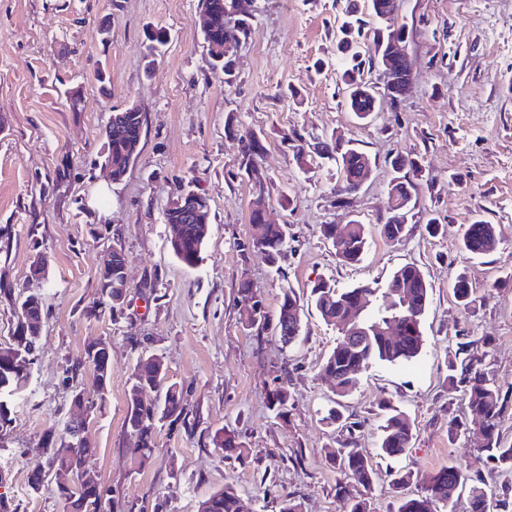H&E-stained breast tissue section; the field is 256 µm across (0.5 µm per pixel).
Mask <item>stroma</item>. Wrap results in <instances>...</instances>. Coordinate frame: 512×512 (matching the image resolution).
<instances>
[{
  "label": "stroma",
  "mask_w": 512,
  "mask_h": 512,
  "mask_svg": "<svg viewBox=\"0 0 512 512\" xmlns=\"http://www.w3.org/2000/svg\"><path fill=\"white\" fill-rule=\"evenodd\" d=\"M350 3L365 12V0H256L227 78L215 75L202 46L198 0H0V283L14 288L0 295V345L11 340L20 299L38 294L48 308L29 385L0 445V469L9 473L0 494L18 512H65L57 476L34 493L28 473L45 459L41 435L64 432L65 366L78 368L87 397L97 400L85 348L98 339L112 346V379L105 405L86 419V436L96 450L91 468L112 490L104 512H198L226 485L252 512H280L290 497L303 512H345L344 497L363 495L372 512H393V471L425 475L449 464L512 501V477L477 454L480 423L449 439V420H466L467 409L446 381L449 354L468 342L502 390L512 389V0H399L387 25L408 27L413 79L397 105L381 103L363 122L347 111L332 69ZM159 28L169 42L151 63L146 35ZM74 87L82 90L76 112L66 100ZM130 103L146 115L140 154L113 183L100 158L102 128L113 109ZM249 133L264 149L245 172L239 164ZM335 136L374 163L351 195H337L334 162L296 158L299 142ZM399 151L418 155L422 173L411 178L407 233L389 242L379 233L392 211L386 160ZM186 184L211 206L192 269L173 255L163 217L168 198ZM259 184L269 220L288 229L277 271L248 247ZM478 219L499 233L497 248L481 257L462 248L467 224ZM354 220L367 225L369 246L362 262L345 266L320 227ZM113 247L125 255L130 291L115 317L98 305V269ZM40 251L48 275L34 280L29 269ZM408 263L430 285L423 349L410 362L363 371L342 401L341 421L330 422L334 383L321 366L339 332L309 303L310 288L318 279L380 288ZM460 275L481 298L475 308L453 297ZM244 279L268 315L285 289L304 299L297 343L243 325L237 289ZM142 353L162 356L167 382L183 386L193 429L162 426L141 467L124 418ZM277 379L291 394L283 419L266 406ZM385 400L414 428L398 458L378 449ZM222 428L242 435L243 457L228 460L213 447ZM349 439L371 457V490L342 482L328 456Z\"/></svg>",
  "instance_id": "obj_1"
}]
</instances>
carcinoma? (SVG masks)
I'll return each instance as SVG.
<instances>
[{"mask_svg": "<svg viewBox=\"0 0 512 512\" xmlns=\"http://www.w3.org/2000/svg\"><path fill=\"white\" fill-rule=\"evenodd\" d=\"M227 0H199V9L210 16L211 26L202 31V39L214 43L220 31L224 30ZM147 55L153 57L168 41L167 33L158 30L147 37ZM377 38H372L368 56L352 54L350 63L341 71L342 82L350 87L346 99L348 111L357 118L363 119L374 106V94L370 84L362 78L364 69H373L377 65ZM208 55L213 61V68L224 73L230 69L232 54L219 48L218 51L208 49ZM118 122L107 124L102 130L103 162L112 167V173L122 175L128 169L131 160V146H139L145 125V113L140 107L127 106L113 111ZM246 144L240 162V168L250 167L253 158L262 149L260 141L252 134H246ZM336 168L338 179L347 181L359 174L369 157L362 151L348 144L336 143ZM388 164L397 176L389 184V194L392 207L400 208L411 199L410 182L401 176L402 171L417 172L420 169L416 159L396 153ZM165 223L180 226V231L170 238V245L177 260L188 268H194L200 261L205 245L209 225L194 224L182 212L165 211ZM249 221L251 235L248 248L260 256L268 264L274 266L283 255L286 247V233L281 228L259 221L257 211L250 210ZM368 243L367 225L357 223L352 225L349 237L343 247L336 251V256L343 264H357L365 254ZM499 243L497 229L494 225L482 220H475L465 230L462 238L463 249L480 257L493 252ZM125 257L122 250L112 249V277H99L104 305L114 314L121 311L117 303L119 293L125 289V283L117 272L123 266ZM392 278H400L409 288L411 295L408 305H403L402 298L392 293L390 288L353 287L338 288L335 284L319 280L310 289V297L315 308L320 313L323 322L334 326L344 319L349 308L355 303L367 306L366 319L361 323L360 335L351 340L341 336L336 347L328 354L322 363V371L335 379L334 395L343 398L352 393L359 382V375L373 363H390L409 361L417 357L424 345L421 330L422 317L429 301V288L420 269L415 265H404L398 268ZM239 292L243 300H255L259 312H249L244 315L247 326L265 324L268 317L263 301L255 299L256 289L243 281ZM453 296L463 307H473L477 296L472 283L465 276L457 277L453 285ZM15 333L6 346H0V434L7 431L12 423L11 410L14 401L26 389L31 377L34 361L35 346L39 340L42 323L48 310L39 297L22 299L19 302ZM304 305L299 297L288 289L283 292L278 305L274 324V332L284 342L291 343L297 337L286 334L293 327L301 330ZM389 316L397 319L399 340L395 343L374 335V321ZM85 359L97 371L95 377L100 394L99 403L88 400L83 391L74 389L72 395L79 397L81 405L88 412L96 410L97 405L106 402V382L112 378V358L100 354L91 347L85 348ZM163 360L156 355L140 356L133 374L130 377L126 393L125 422L143 423L132 448V454L139 465H144L152 456L157 445V430L165 421L170 425L178 422L186 423V407L184 404L183 388L175 383L162 387L166 370L161 368ZM448 392L463 389L469 415L474 421L482 424L484 429V446L478 449L480 457L492 464V469L505 476H512V445L506 444L498 430V420L508 403V394L503 392L493 375L483 368L482 359L471 354L469 344L462 343L454 354L448 356ZM164 389L162 400L158 404L144 405L141 397L146 389ZM290 395L284 382H277L267 393V406L275 416L282 417L287 413ZM384 423L381 425L379 449L388 458L402 456L410 447L413 439V427L406 414L397 407L387 404ZM214 447L224 453V457L241 456L243 442L233 431L218 430L212 437ZM43 452L52 448H63L65 452L56 457L61 466L75 464L79 467H89V461L95 454L89 442H84L72 449L68 448L67 438H56L54 433L47 431L39 440ZM332 461L337 465L341 474L371 489L375 479L373 465L367 451L357 447L355 441L347 442L344 447L329 452ZM414 481L410 471L398 472L393 479V485L400 492L397 512H435L436 504L448 507V512H454V498L459 489L468 488V512H512V506L506 500H498L492 488L480 477L471 478L464 475L456 466L450 464L438 471L423 477L425 491L421 494H408L405 489ZM110 489L102 483L81 488L80 492L70 490L58 491L59 498L65 501L68 512H101L102 503L106 500ZM204 512H242L241 498L237 490L226 485L202 501Z\"/></svg>", "mask_w": 512, "mask_h": 512, "instance_id": "1", "label": "carcinoma"}]
</instances>
